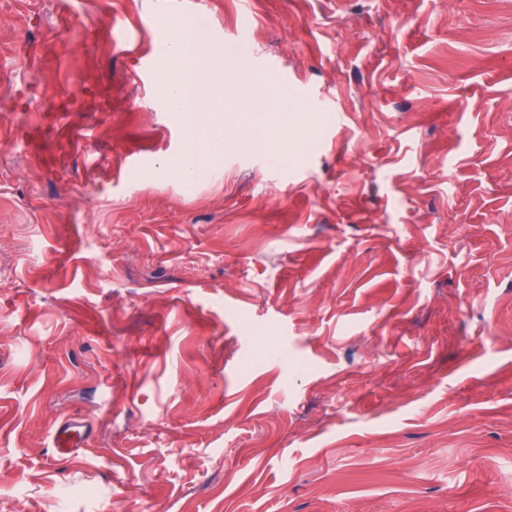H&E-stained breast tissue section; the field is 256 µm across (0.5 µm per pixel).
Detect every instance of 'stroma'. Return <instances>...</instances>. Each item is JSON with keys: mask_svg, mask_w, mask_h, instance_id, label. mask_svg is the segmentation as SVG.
<instances>
[{"mask_svg": "<svg viewBox=\"0 0 512 512\" xmlns=\"http://www.w3.org/2000/svg\"><path fill=\"white\" fill-rule=\"evenodd\" d=\"M191 2L0 0V512H512V0ZM180 34L287 139L225 95L184 177ZM43 42L112 89L60 173ZM48 108L52 111L50 114L43 115L38 122L24 128L22 143L29 159L46 170H54L66 163V160L54 157L51 151L55 139L69 141L70 138H77L90 143L97 139V131L89 126L65 124L69 112H56L62 106L53 100ZM92 431L93 424L87 419L65 417L53 427L49 448L59 456H71L87 446Z\"/></svg>", "mask_w": 512, "mask_h": 512, "instance_id": "35a3bbf8", "label": "stroma"}]
</instances>
